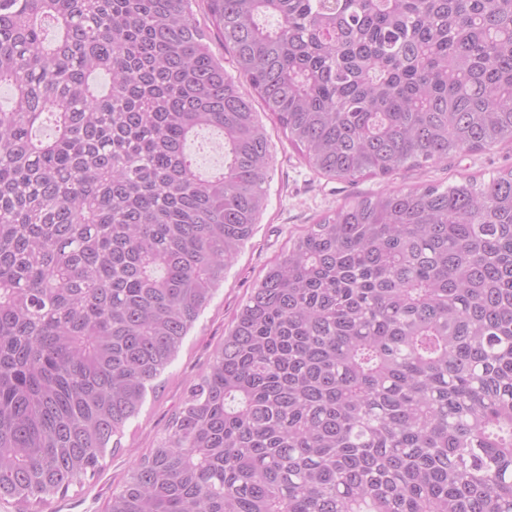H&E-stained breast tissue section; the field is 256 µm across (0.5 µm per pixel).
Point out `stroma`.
<instances>
[{
	"instance_id": "stroma-1",
	"label": "stroma",
	"mask_w": 512,
	"mask_h": 512,
	"mask_svg": "<svg viewBox=\"0 0 512 512\" xmlns=\"http://www.w3.org/2000/svg\"><path fill=\"white\" fill-rule=\"evenodd\" d=\"M274 161L270 169L267 206L252 239L224 275V283L186 336L171 366L148 394L137 418L125 428L118 452L106 456L95 476L55 497L50 508L33 512H104L113 489L143 454L185 396V389L202 370L214 347L224 338L231 319L269 264L307 225L316 223L337 205L386 189L414 190L448 185L463 176L489 178L512 169V146L462 154L445 162L403 169L388 178L355 182L330 179L313 171L282 133H273Z\"/></svg>"
}]
</instances>
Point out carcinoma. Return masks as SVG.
<instances>
[{"label": "carcinoma", "mask_w": 512, "mask_h": 512, "mask_svg": "<svg viewBox=\"0 0 512 512\" xmlns=\"http://www.w3.org/2000/svg\"><path fill=\"white\" fill-rule=\"evenodd\" d=\"M192 2L0 0V501L17 512L121 448L253 237L272 136L239 79L329 178L512 143V0H205L235 77ZM206 132L224 142L210 175L187 152ZM107 512H512V171L310 225Z\"/></svg>", "instance_id": "obj_1"}]
</instances>
